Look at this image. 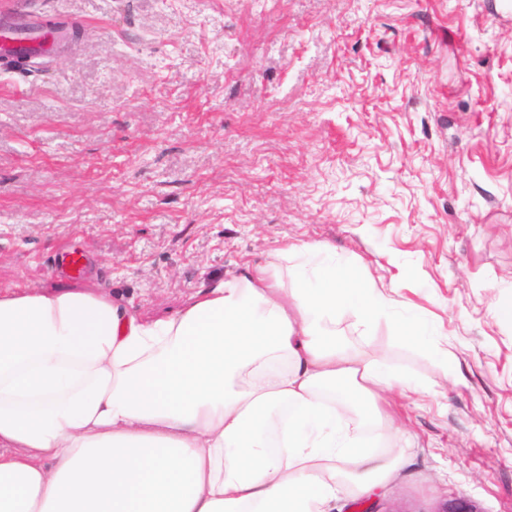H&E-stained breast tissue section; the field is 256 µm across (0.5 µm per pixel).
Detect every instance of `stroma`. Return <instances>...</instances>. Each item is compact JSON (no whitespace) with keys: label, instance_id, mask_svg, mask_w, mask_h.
<instances>
[{"label":"stroma","instance_id":"stroma-1","mask_svg":"<svg viewBox=\"0 0 512 512\" xmlns=\"http://www.w3.org/2000/svg\"><path fill=\"white\" fill-rule=\"evenodd\" d=\"M24 13L78 35L0 73V291L151 321L329 243L448 342L443 370L337 325L427 393L389 394L408 463L334 512H512V0H0Z\"/></svg>","mask_w":512,"mask_h":512}]
</instances>
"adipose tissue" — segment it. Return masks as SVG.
Returning a JSON list of instances; mask_svg holds the SVG:
<instances>
[{
	"label": "adipose tissue",
	"mask_w": 512,
	"mask_h": 512,
	"mask_svg": "<svg viewBox=\"0 0 512 512\" xmlns=\"http://www.w3.org/2000/svg\"><path fill=\"white\" fill-rule=\"evenodd\" d=\"M368 332L433 349L440 323L324 242L216 280L144 322L110 296L0 292V512H329L404 465L338 414L383 425L416 384L336 341Z\"/></svg>",
	"instance_id": "ef3b65f1"
}]
</instances>
